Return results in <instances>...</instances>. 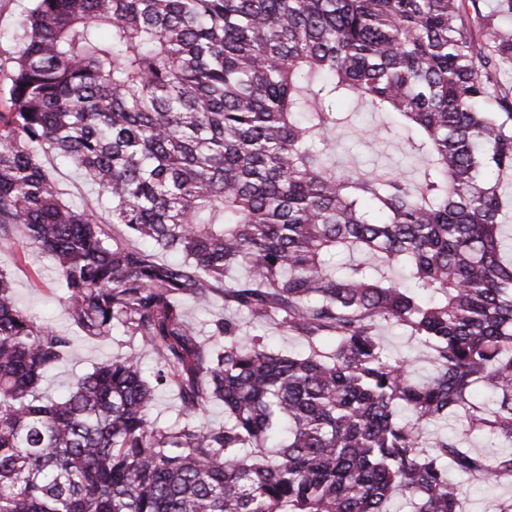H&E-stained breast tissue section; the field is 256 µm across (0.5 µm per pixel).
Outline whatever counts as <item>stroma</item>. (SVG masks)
<instances>
[{"label": "stroma", "instance_id": "35a3bbf8", "mask_svg": "<svg viewBox=\"0 0 512 512\" xmlns=\"http://www.w3.org/2000/svg\"><path fill=\"white\" fill-rule=\"evenodd\" d=\"M381 120L379 113L358 110L351 127L336 143L337 163L360 170H393L413 177L412 162L398 140L383 145L375 141V128ZM40 158L61 189L64 200L76 204L87 202L100 216H107L104 200L73 169L61 164L53 153H41ZM0 271L9 276L13 299L21 309L35 321L66 331L73 338L67 356L45 377V392L61 393L64 383L92 371L109 357L141 352L138 341L129 336L117 335L109 344L101 345L79 333L70 323L61 302L64 286L52 260L35 246L0 250ZM376 332L391 357L414 360L418 377L430 375L432 363L428 349L410 337L408 332L385 323L379 324ZM451 479L458 491L460 512H492L496 504L512 500L510 481L486 485L457 473L452 474Z\"/></svg>", "mask_w": 512, "mask_h": 512}]
</instances>
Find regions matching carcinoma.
Wrapping results in <instances>:
<instances>
[{"label": "carcinoma", "mask_w": 512, "mask_h": 512, "mask_svg": "<svg viewBox=\"0 0 512 512\" xmlns=\"http://www.w3.org/2000/svg\"><path fill=\"white\" fill-rule=\"evenodd\" d=\"M31 2L0 50V247L22 235L84 335L159 365L115 356L45 394L71 338L0 271V512H460L448 468L512 480V0ZM349 102L390 116L376 138L408 146L413 182L336 166ZM40 149L108 221L63 201ZM190 299L306 349L199 328ZM380 322L431 351L430 377ZM39 154L44 167L51 173L64 193L62 196L64 200L79 204L83 199L93 206L102 218L107 219L109 217L104 199L94 188L84 183L73 169L61 164L53 153L41 150ZM214 312L217 316L234 317L241 325L242 332L251 335L263 336L266 344L274 350H302L303 344L294 336H289L288 333L282 331L279 327L273 324H268L264 327H255L251 325V321L247 315H235L231 311H225L221 305L214 307ZM376 332L391 357L414 359L416 375L419 378L430 375L432 363L428 349L410 337L408 332L385 323H380ZM178 403L172 391H161L157 394L154 416L161 423H171L176 419Z\"/></svg>", "instance_id": "cac0c4a2"}]
</instances>
